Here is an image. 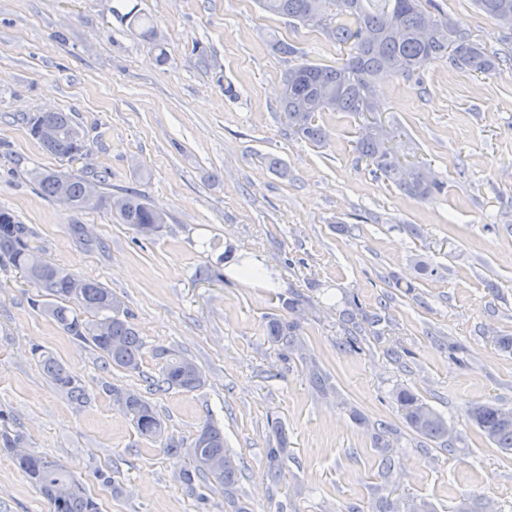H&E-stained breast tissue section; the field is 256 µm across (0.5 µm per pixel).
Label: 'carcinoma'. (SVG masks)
<instances>
[{"mask_svg":"<svg viewBox=\"0 0 512 512\" xmlns=\"http://www.w3.org/2000/svg\"><path fill=\"white\" fill-rule=\"evenodd\" d=\"M478 8L500 22L503 14L512 15V0H476ZM270 14L317 28L330 41L349 45L347 59L339 66L327 67L300 62L288 67L283 76L281 108L288 131L313 143L326 140L327 133L316 124L318 112L372 113L375 107L373 75L385 73L409 80L424 66L448 62L470 74H488L499 67V60L470 39L469 33L452 19L428 10L422 0H260ZM120 19L140 36L157 43V30L147 16L130 10ZM431 27L427 41L419 32ZM30 132L51 155L72 160L86 151L76 113L38 112L26 118ZM391 133L380 122H368L355 142L358 158L372 167L390 184L410 197L427 200L440 193L442 182L425 167L402 160L391 151ZM30 178L47 199L76 211L94 210L104 205L116 213L120 223L128 224L144 236L162 230L168 214L136 192L121 196L96 193L86 202L90 181L80 174L35 168ZM21 272L38 291L33 307L51 318L74 339L95 347L110 368L126 372L140 370L144 343L128 321L121 301L101 283L82 278L41 256L32 245L26 225L10 210L0 208V268ZM299 324L274 320L268 333L274 341L294 346ZM166 356L160 377H145L148 390L191 392L204 384L198 365L183 354L161 350ZM38 363L56 389L74 401L86 399V389L65 366L41 348L33 349ZM122 408L137 435L162 445L167 454L181 451L165 429L155 407L144 397L117 385L107 388ZM396 400L407 424L419 436L448 443L446 420L407 390ZM472 422L496 447L512 451V411L490 403L470 407ZM192 466L183 473L186 485L197 477H212L224 492L237 481L236 468L224 448V432L209 417L204 420L189 449ZM200 457H216L224 469L213 472L198 462ZM17 467L36 486L48 504L49 512H101L99 503L88 494L82 478L64 465L30 452L13 455Z\"/></svg>","mask_w":512,"mask_h":512,"instance_id":"carcinoma-1","label":"carcinoma"}]
</instances>
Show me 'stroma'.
<instances>
[{"label": "stroma", "instance_id": "stroma-1", "mask_svg": "<svg viewBox=\"0 0 512 512\" xmlns=\"http://www.w3.org/2000/svg\"><path fill=\"white\" fill-rule=\"evenodd\" d=\"M435 2L501 63L477 76L436 62L377 85L375 117L399 127V153L444 183L421 202L356 163L364 117L318 113L321 145L289 134L286 69L335 67L347 51L256 0H0V206L46 259L122 299L145 342L140 373L103 368L32 307L21 273L0 269V430L81 474L102 512L227 508L215 482L182 483L188 457L140 438L108 384L147 394L183 444L217 421L248 512H512V452L468 417L474 402L512 410V30L474 0ZM132 9L154 20L166 62L120 21ZM276 39L297 57L273 51ZM60 110L77 115L83 159L46 153L23 120ZM34 168L108 171L111 194H143L168 222L146 239L109 208L71 211L39 193ZM252 257L272 283L229 274ZM277 318L298 321L300 349L271 341ZM37 346L82 380L86 400L51 384ZM161 348L191 357L204 385L147 392ZM314 370L327 392L312 387ZM403 389L447 420L449 446L408 427ZM275 422L286 440L276 480ZM101 469L119 492L95 478ZM0 512H47L1 449Z\"/></svg>", "mask_w": 512, "mask_h": 512}]
</instances>
